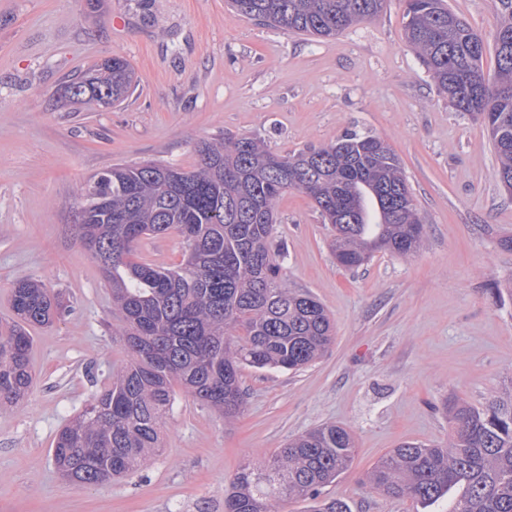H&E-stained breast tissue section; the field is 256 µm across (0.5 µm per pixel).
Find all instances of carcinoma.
<instances>
[{"label":"carcinoma","mask_w":512,"mask_h":512,"mask_svg":"<svg viewBox=\"0 0 512 512\" xmlns=\"http://www.w3.org/2000/svg\"><path fill=\"white\" fill-rule=\"evenodd\" d=\"M385 0H230L241 16L311 37H334L376 17ZM403 28L436 87L488 130L498 178L512 189V0H497V76L486 78L483 39L444 0H403ZM133 72L110 57L72 80L69 99L110 108L129 94ZM191 170L145 161L114 164L78 194L80 242L99 263L124 324L125 363L79 417L56 435L53 455L73 484L124 478L161 448L175 388L229 418L244 405L241 371L300 370L330 348L333 324L308 291L282 281L274 263L275 203L289 190L313 199L334 229L331 248L347 268L385 249L417 252L423 224L396 154L358 131L287 156L253 137L205 141ZM178 233L185 259L172 269L137 260L142 239ZM16 320L0 333V402L33 383L29 328L48 325L66 306L37 281L11 290ZM445 447L406 442L366 475L389 498L448 512H512V387L478 408L454 401ZM355 444L326 424L288 440L275 454L244 463L224 512H278L285 497L316 502L313 512H351L321 490L351 466Z\"/></svg>","instance_id":"cac0c4a2"}]
</instances>
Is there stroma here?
I'll list each match as a JSON object with an SVG mask.
<instances>
[{"label":"stroma","instance_id":"obj_1","mask_svg":"<svg viewBox=\"0 0 512 512\" xmlns=\"http://www.w3.org/2000/svg\"><path fill=\"white\" fill-rule=\"evenodd\" d=\"M447 3L483 38L494 77L495 0ZM403 10L386 0L325 39L241 17L226 0H0V329L19 281H42L69 305L31 328L34 384L0 405V512H224L243 463L332 423L352 433L356 455L323 496L352 512H446L444 500L426 509L386 497L366 475L402 443L447 445L446 401L481 408L512 384V193L486 128L438 92L406 41ZM109 56L135 72L125 101L99 110L63 98ZM349 130L399 157L420 249L343 268L312 199L286 192L275 205L282 273L324 305L330 349L299 371L243 369L232 418L176 392L159 454L106 485L69 483L54 438L126 359L110 290L78 239L79 185L116 163L192 168L199 143L224 136L285 156Z\"/></svg>","mask_w":512,"mask_h":512}]
</instances>
